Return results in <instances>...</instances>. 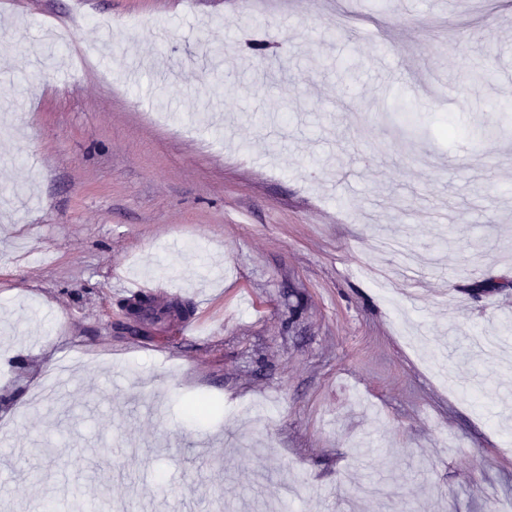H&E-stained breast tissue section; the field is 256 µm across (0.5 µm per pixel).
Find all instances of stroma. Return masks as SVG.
<instances>
[{"instance_id": "obj_1", "label": "stroma", "mask_w": 512, "mask_h": 512, "mask_svg": "<svg viewBox=\"0 0 512 512\" xmlns=\"http://www.w3.org/2000/svg\"><path fill=\"white\" fill-rule=\"evenodd\" d=\"M372 3L0 0V512L512 499V0Z\"/></svg>"}]
</instances>
